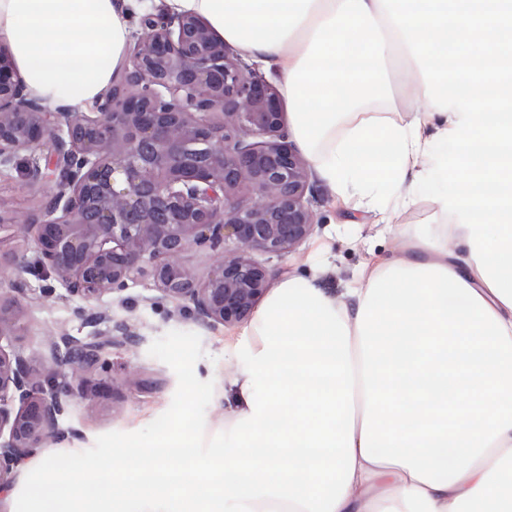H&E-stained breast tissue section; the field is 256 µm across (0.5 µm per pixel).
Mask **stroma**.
<instances>
[{
	"mask_svg": "<svg viewBox=\"0 0 512 512\" xmlns=\"http://www.w3.org/2000/svg\"><path fill=\"white\" fill-rule=\"evenodd\" d=\"M54 184L29 183L18 171L0 177V210L17 218L37 213ZM442 186L427 180L416 204L401 211L396 223L381 221V204L347 205L324 184H316L313 208L318 226L296 251L265 257L273 278L287 276L303 283L313 267L325 266L328 287L344 290L354 284L360 270L375 256H394L400 243L399 227L432 220L429 197ZM29 288L15 296L23 329L14 339L34 364L50 365L48 337L68 336L83 341L105 333V325L88 324L91 312H108L113 320L127 321L139 337L136 346H108L86 378L96 384L94 395L74 392L68 412L60 419L63 432L37 449L28 459L37 470L50 457L67 463L72 457L101 458L119 447L126 434L145 439L168 433L174 422L189 428L217 420L221 410L212 404V385L234 368L225 359L224 340L237 326H206L180 312L175 302L155 290L152 281L141 280L124 292L85 301L71 296L52 276L29 277ZM51 297H44V289Z\"/></svg>",
	"mask_w": 512,
	"mask_h": 512,
	"instance_id": "stroma-1",
	"label": "stroma"
}]
</instances>
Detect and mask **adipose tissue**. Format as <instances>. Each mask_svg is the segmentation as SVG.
<instances>
[{"mask_svg": "<svg viewBox=\"0 0 512 512\" xmlns=\"http://www.w3.org/2000/svg\"><path fill=\"white\" fill-rule=\"evenodd\" d=\"M479 2L164 0L276 74L334 192L399 210L427 175L445 189L356 287L270 290L224 341L215 430L45 459L14 512H512V11ZM153 4L0 0V41L30 96L81 106Z\"/></svg>", "mask_w": 512, "mask_h": 512, "instance_id": "obj_1", "label": "adipose tissue"}]
</instances>
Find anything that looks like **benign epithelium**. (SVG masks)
Returning <instances> with one entry per match:
<instances>
[{"label": "benign epithelium", "instance_id": "1", "mask_svg": "<svg viewBox=\"0 0 512 512\" xmlns=\"http://www.w3.org/2000/svg\"><path fill=\"white\" fill-rule=\"evenodd\" d=\"M137 23L124 69L89 112L31 97L0 45V175L19 167L33 184L55 182L36 217L20 224L0 211L15 238L36 244L10 259L13 291L28 287L21 274L50 272L89 301L146 278L203 325L243 322L270 283L249 251L279 256L314 231L312 174L288 141L276 91L204 19L155 8ZM193 249L224 257L201 276L186 261ZM20 330L14 300L0 295V340ZM107 334L138 341L126 321ZM104 347L48 342L85 394ZM69 397L70 383L0 345V493L62 435Z\"/></svg>", "mask_w": 512, "mask_h": 512}]
</instances>
